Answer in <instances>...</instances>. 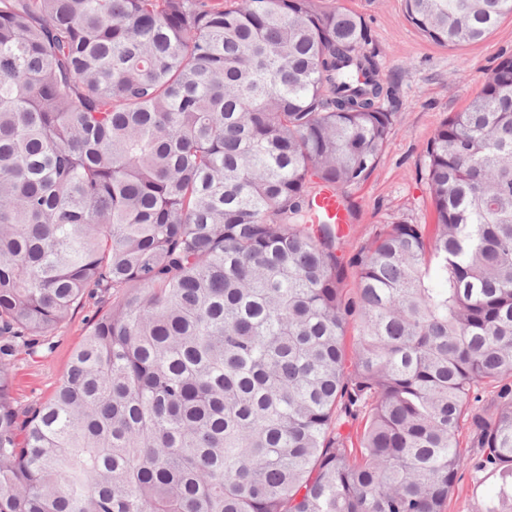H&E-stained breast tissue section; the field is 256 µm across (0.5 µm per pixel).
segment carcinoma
<instances>
[{
  "instance_id": "carcinoma-1",
  "label": "carcinoma",
  "mask_w": 512,
  "mask_h": 512,
  "mask_svg": "<svg viewBox=\"0 0 512 512\" xmlns=\"http://www.w3.org/2000/svg\"><path fill=\"white\" fill-rule=\"evenodd\" d=\"M404 8L457 46L512 0ZM370 43L313 0H0V512H444L465 419L512 512V385L469 402L512 376V56L427 147L435 223L359 251L347 297L339 226L304 216L392 134ZM95 292L16 405L18 347ZM111 297L87 298L73 317L52 332L55 347L52 352L30 357L19 349L14 357L13 397L18 406L25 407L50 398L60 383L61 375L75 351L88 333V322L100 307H108Z\"/></svg>"
}]
</instances>
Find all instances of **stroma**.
I'll return each mask as SVG.
<instances>
[{
    "instance_id": "stroma-1",
    "label": "stroma",
    "mask_w": 512,
    "mask_h": 512,
    "mask_svg": "<svg viewBox=\"0 0 512 512\" xmlns=\"http://www.w3.org/2000/svg\"><path fill=\"white\" fill-rule=\"evenodd\" d=\"M315 3L364 18L379 53L381 77L393 89L385 103L395 114L393 132L375 169L344 194L350 222L343 229L338 254L348 260L389 225L433 223L426 180L427 146L452 113L463 111L476 96L483 74L512 55V15L505 16L485 40L453 48L435 44L417 30L405 16L403 0ZM110 303L107 297L86 299L70 320L54 330L53 351L36 357L17 352L13 397L18 406L42 402L53 395L63 370L84 342L90 318ZM479 456V449H469L468 461L448 496L446 512H485L496 479L474 468Z\"/></svg>"
}]
</instances>
